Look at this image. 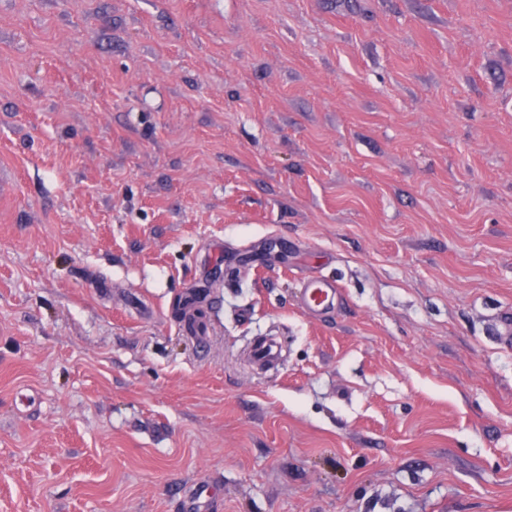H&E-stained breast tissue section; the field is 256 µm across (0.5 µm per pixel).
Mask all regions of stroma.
<instances>
[{
    "mask_svg": "<svg viewBox=\"0 0 512 512\" xmlns=\"http://www.w3.org/2000/svg\"><path fill=\"white\" fill-rule=\"evenodd\" d=\"M511 321L512 0H0V512H512ZM339 287L335 280L316 276L303 282L300 304L304 312L311 316H322L331 312L336 304Z\"/></svg>",
    "mask_w": 512,
    "mask_h": 512,
    "instance_id": "1",
    "label": "stroma"
}]
</instances>
